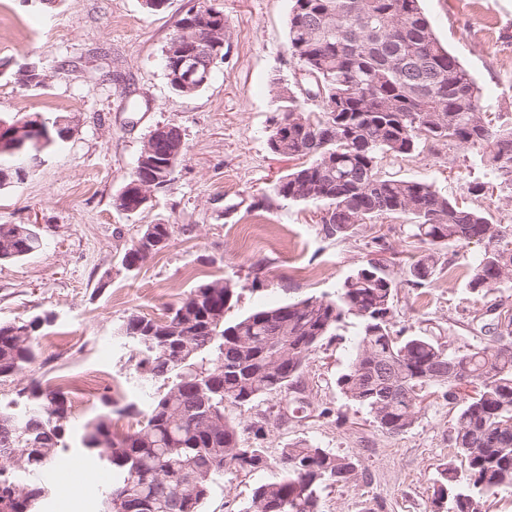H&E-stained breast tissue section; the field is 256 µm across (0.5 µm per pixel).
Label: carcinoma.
<instances>
[{"label": "carcinoma", "mask_w": 512, "mask_h": 512, "mask_svg": "<svg viewBox=\"0 0 512 512\" xmlns=\"http://www.w3.org/2000/svg\"><path fill=\"white\" fill-rule=\"evenodd\" d=\"M177 25L227 30L224 12L201 2ZM288 52L302 79L283 89L282 116L273 120L270 150L307 161L282 176L278 197L290 202L323 201L327 237H346L360 224L402 217L414 229L421 250L406 270V282L421 287L437 275L440 251L453 244H477L481 252L469 280L473 294L512 277V226L495 222L485 210L451 198L423 181L396 179L382 161L414 158L421 145L443 142L476 149L486 180L472 182L468 194L483 197L495 182L512 186V126L488 119L481 88L444 48L419 0H293L288 16ZM170 89L192 95L203 78L186 85L177 60L166 71ZM24 117L12 122L22 137L0 134V188L26 177L22 157L26 137L42 134L45 151L71 136L66 123L43 124ZM179 137L165 135L154 145V161L132 173L114 198L117 210L141 211L136 183L146 179L167 187L186 154ZM32 224H0V261L42 250ZM143 261L139 240L126 249L128 271ZM396 284L376 258L366 260L343 282L336 298L314 295L277 305H261L227 321L233 284L213 279L160 319L131 314L119 335L139 346L134 372L140 382L162 383L148 409L133 404L119 413L137 416L136 428L112 431V412L83 427L82 454L112 467L102 492L104 512H120L122 498H140L141 512H202L212 486L224 473L265 468L261 429L253 441L229 420L225 405L251 407L267 394L286 404L279 419L300 421L312 413L303 381L310 356L336 326L352 315L359 321L354 352L336 386L350 403L365 409L382 432L399 435L413 427L427 390L457 409L452 445L466 462L462 472L438 466L428 512H487V498L512 488V310L493 304L474 317L484 343L450 353L429 336L394 330ZM49 316L0 322V378L18 373L36 359L38 339ZM288 343V361H270L271 349ZM26 405L0 408V512H39L48 496L27 472L41 473L67 449L71 418L69 392L38 380L23 389ZM285 476L255 487L244 512H321L320 493L357 476L356 460L314 442L281 449ZM264 510L255 508L257 503Z\"/></svg>", "instance_id": "cac0c4a2"}]
</instances>
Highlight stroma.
Instances as JSON below:
<instances>
[{
    "instance_id": "35a3bbf8",
    "label": "stroma",
    "mask_w": 512,
    "mask_h": 512,
    "mask_svg": "<svg viewBox=\"0 0 512 512\" xmlns=\"http://www.w3.org/2000/svg\"><path fill=\"white\" fill-rule=\"evenodd\" d=\"M143 0H0V121L22 115L70 120L74 131L45 154L25 180L0 189V224H33L43 249L0 263V321L53 314L38 339L37 357L23 371L0 379V406L22 410L21 391L32 380L54 385L83 374L89 393L71 391V431L61 455L70 474H41L50 493L41 512H102L100 489L112 470L80 454V431L97 416L103 397L146 410L133 373L134 345L118 329L133 313L160 317L200 282L221 278L239 293L227 311L234 320L263 304L307 295L335 298L345 278L367 259L373 237L397 284L395 323L406 334L431 336L458 352L472 344L471 323L494 302L512 309V282L472 294L466 288L477 245L443 251L449 271L432 283L409 287L403 271L417 259L410 227L386 218L360 226L353 237L321 231L322 202H289L274 186L296 158L272 153L267 132L279 87L293 83L288 52L291 0H212L229 27L231 51L212 80L191 96L172 93L162 49L183 9L195 0H172L148 13ZM438 39L470 71L483 92L485 112L512 125V0H421ZM37 66L39 86L17 82L21 65ZM160 124L182 130L186 156L167 189L143 211L127 215L113 205L128 181L150 132ZM396 178L433 183L463 197L483 178L472 150L426 144L412 159H385ZM149 224H170L166 247L140 269L121 259ZM358 334L347 318L315 351L305 369L317 416L279 424L281 398L263 396L253 408L233 405L226 416L265 430L264 470L225 473L203 512H244L254 487L282 476L280 450L302 439L359 460L363 473L321 493V512H427L439 464L457 470L451 435L455 412L441 395L429 397L415 425L383 433L363 409L336 388ZM79 486L72 494L71 486Z\"/></svg>"
}]
</instances>
